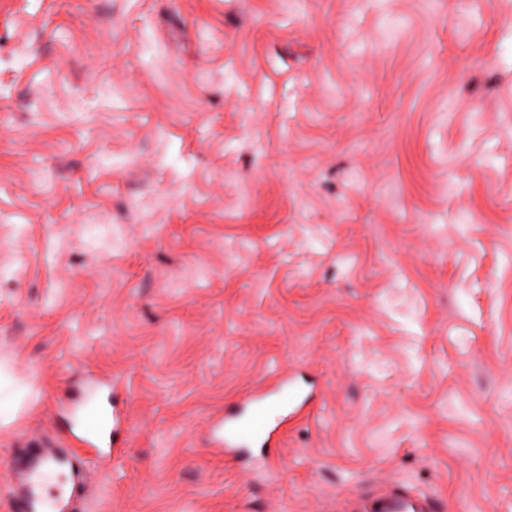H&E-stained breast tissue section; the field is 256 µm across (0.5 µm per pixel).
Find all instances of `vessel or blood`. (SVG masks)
I'll list each match as a JSON object with an SVG mask.
<instances>
[{
  "instance_id": "vessel-or-blood-1",
  "label": "vessel or blood",
  "mask_w": 512,
  "mask_h": 512,
  "mask_svg": "<svg viewBox=\"0 0 512 512\" xmlns=\"http://www.w3.org/2000/svg\"><path fill=\"white\" fill-rule=\"evenodd\" d=\"M282 411L277 399L263 392L251 393L234 412L213 420L212 444L239 459L250 458L251 446H259L263 464L272 465L282 446L283 431L280 424L271 423L270 417ZM123 422L115 399L83 404L76 447L48 448L29 459L20 490L9 489L0 495V512H73L71 502L79 493L82 449H92L101 459H120L125 453L118 445ZM372 512H438V509L427 497L393 491L375 498Z\"/></svg>"
}]
</instances>
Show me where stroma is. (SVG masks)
Listing matches in <instances>:
<instances>
[{
    "instance_id": "stroma-1",
    "label": "stroma",
    "mask_w": 512,
    "mask_h": 512,
    "mask_svg": "<svg viewBox=\"0 0 512 512\" xmlns=\"http://www.w3.org/2000/svg\"><path fill=\"white\" fill-rule=\"evenodd\" d=\"M87 380L81 512H512V0H0V460ZM266 392H253L244 397L238 408L212 421L211 437L215 448H223L224 455H234L238 459L253 458L247 446L258 445L260 460L270 466L282 446V427L288 423L289 414L275 424L271 414L283 412L280 402L268 399ZM372 512H438L425 496H413L405 491H392L373 500Z\"/></svg>"
}]
</instances>
